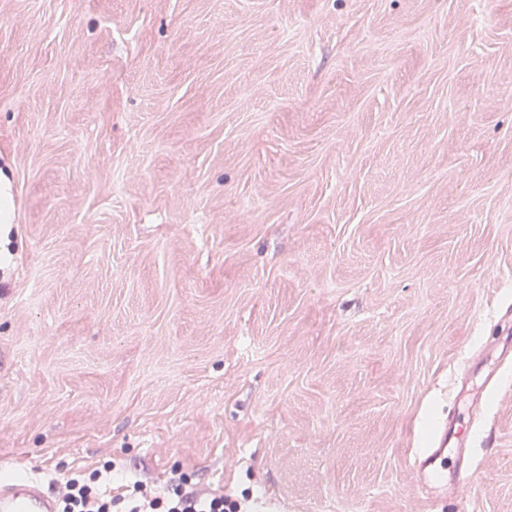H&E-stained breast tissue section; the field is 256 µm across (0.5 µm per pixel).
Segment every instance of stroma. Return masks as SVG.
I'll list each match as a JSON object with an SVG mask.
<instances>
[{
  "instance_id": "obj_1",
  "label": "stroma",
  "mask_w": 512,
  "mask_h": 512,
  "mask_svg": "<svg viewBox=\"0 0 512 512\" xmlns=\"http://www.w3.org/2000/svg\"><path fill=\"white\" fill-rule=\"evenodd\" d=\"M0 185V482L512 512V0H0ZM459 414L448 413V425L438 444V448H429L417 454L413 459V471L417 483L423 488L431 486L440 492L454 495L458 489H474L481 482L477 467L469 466L466 450L457 439ZM448 452H452L454 476L448 479ZM428 491V489H427ZM451 500V497H449Z\"/></svg>"
}]
</instances>
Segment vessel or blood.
<instances>
[{"label":"vessel or blood","mask_w":512,"mask_h":512,"mask_svg":"<svg viewBox=\"0 0 512 512\" xmlns=\"http://www.w3.org/2000/svg\"><path fill=\"white\" fill-rule=\"evenodd\" d=\"M458 413L448 415V424L437 447L415 455L413 471L423 487L455 494L476 488L481 482L478 468L467 462L466 451L457 438ZM55 495L34 480H20L0 487V512H57Z\"/></svg>","instance_id":"b4317fda"}]
</instances>
